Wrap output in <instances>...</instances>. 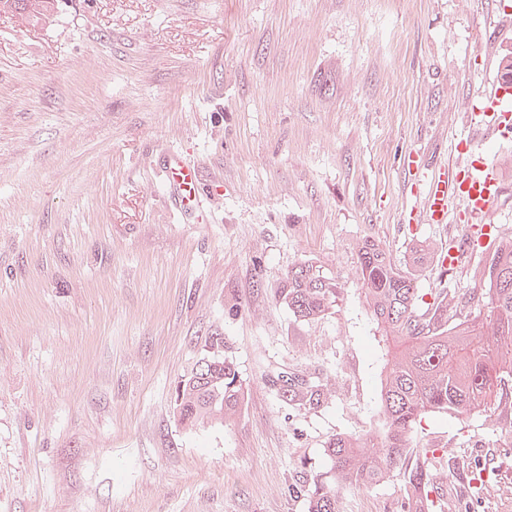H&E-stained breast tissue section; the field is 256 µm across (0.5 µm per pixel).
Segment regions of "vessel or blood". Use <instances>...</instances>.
<instances>
[{
    "mask_svg": "<svg viewBox=\"0 0 512 512\" xmlns=\"http://www.w3.org/2000/svg\"><path fill=\"white\" fill-rule=\"evenodd\" d=\"M474 118L477 123L495 129L512 126V94L504 92L486 97ZM455 151L461 156L469 155V163L434 171L420 153L407 155L406 166L414 178L420 203L415 213L416 223H447L448 211L455 206L480 216L490 211L499 199L502 187L494 160L465 138L457 141ZM164 172L168 193L184 212H193L201 202L195 168L172 154L166 160Z\"/></svg>",
    "mask_w": 512,
    "mask_h": 512,
    "instance_id": "b4317fda",
    "label": "vessel or blood"
}]
</instances>
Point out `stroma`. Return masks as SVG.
I'll use <instances>...</instances> for the list:
<instances>
[{
    "mask_svg": "<svg viewBox=\"0 0 512 512\" xmlns=\"http://www.w3.org/2000/svg\"><path fill=\"white\" fill-rule=\"evenodd\" d=\"M512 0H59L33 25L0 13V512H306L298 486L326 441L380 422L384 343L357 247L403 262L460 245L421 288L480 287L466 221L405 219L403 168L494 153L503 192L480 216L512 228V134L473 123L502 87ZM199 169L185 220L164 157ZM309 262L340 298L321 320L276 300ZM224 338L246 385L233 422L182 428L175 387ZM336 394L310 409L272 381ZM444 500L512 512V436L484 416L428 417ZM403 479L342 512H401Z\"/></svg>",
    "mask_w": 512,
    "mask_h": 512,
    "instance_id": "obj_1",
    "label": "stroma"
}]
</instances>
